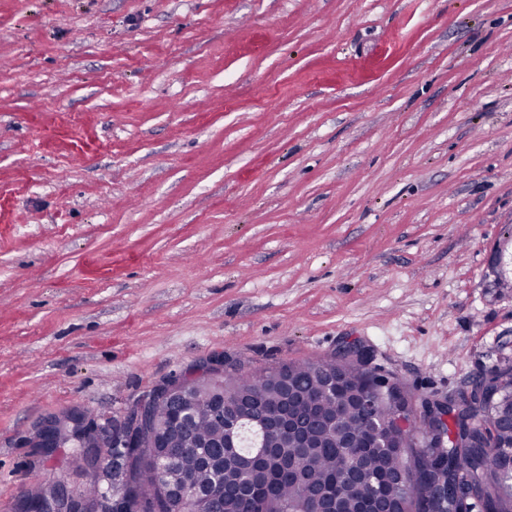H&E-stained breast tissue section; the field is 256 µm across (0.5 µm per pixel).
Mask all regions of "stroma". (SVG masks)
Instances as JSON below:
<instances>
[{"label":"stroma","mask_w":512,"mask_h":512,"mask_svg":"<svg viewBox=\"0 0 512 512\" xmlns=\"http://www.w3.org/2000/svg\"><path fill=\"white\" fill-rule=\"evenodd\" d=\"M509 245L512 0H0V512L213 355L466 391Z\"/></svg>","instance_id":"35a3bbf8"}]
</instances>
